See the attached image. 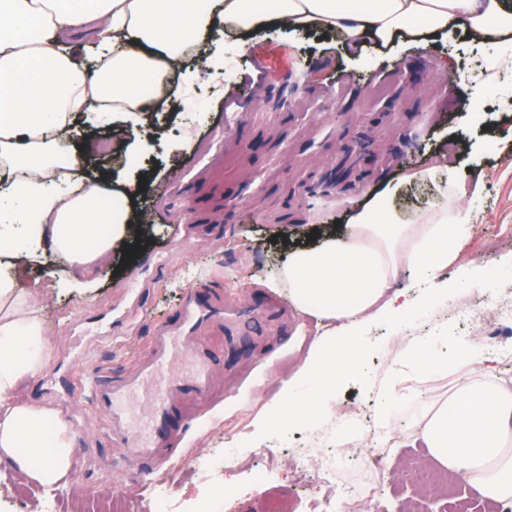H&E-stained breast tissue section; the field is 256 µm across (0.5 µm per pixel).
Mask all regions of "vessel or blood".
<instances>
[{
  "instance_id": "obj_1",
  "label": "vessel or blood",
  "mask_w": 512,
  "mask_h": 512,
  "mask_svg": "<svg viewBox=\"0 0 512 512\" xmlns=\"http://www.w3.org/2000/svg\"><path fill=\"white\" fill-rule=\"evenodd\" d=\"M234 328L236 317L223 307L190 290L173 319L161 322L147 347L148 356L121 380L101 376L94 359L83 365L85 378L73 383L72 392L82 398L105 421L107 431L126 448L133 459L148 458L169 438L171 398L181 393L195 398L209 395L215 368L199 336L211 322ZM190 355L194 367L189 373L177 369L179 355ZM146 390V404L154 425L145 433L135 423L136 411L130 400Z\"/></svg>"
}]
</instances>
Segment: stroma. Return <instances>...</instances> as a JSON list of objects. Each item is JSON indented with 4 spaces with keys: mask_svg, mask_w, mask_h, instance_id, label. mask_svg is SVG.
I'll return each mask as SVG.
<instances>
[{
    "mask_svg": "<svg viewBox=\"0 0 512 512\" xmlns=\"http://www.w3.org/2000/svg\"><path fill=\"white\" fill-rule=\"evenodd\" d=\"M505 48L454 31L356 52L336 36L275 27L242 48L218 29L198 51L211 65L220 63L222 74L211 65L191 69V94L167 96L149 116L124 124L128 144L117 154L100 147L105 130L74 132L65 146L76 152L84 175L106 178L114 188L125 181L139 184L136 221L143 245L132 261L113 254L87 288L71 283L64 257L43 252L18 263L21 288L51 289L39 309L51 350L22 394L49 404L67 424L74 442L69 481L81 492L56 499L17 478L0 488V512H89L106 489L138 500L139 512H150L156 496L172 493L186 502V512H204L208 497L185 474L223 457L228 441L252 455L247 466L225 470L232 491L225 512H264L269 490L284 497L292 489L293 455L314 446L335 452L337 440L351 436L356 424L364 426L363 438L376 454L341 469L337 507L371 512L367 499L357 495L367 482L380 486L381 512H399L402 502L423 498L421 488L399 474L407 464L428 459L427 449L390 447L370 429L406 341L444 328L440 348L448 362L405 381L409 396L390 416L396 432L413 430L432 404L446 399L488 342L500 351L498 380L512 381V67L487 72L489 60ZM255 83L263 86L262 96L251 95ZM350 130L379 139L378 153H351ZM443 148L465 184L449 200L469 216L467 234L453 243L459 257L448 265V302L435 309L422 304L399 334L385 323L371 327L363 375L337 384L317 403L310 425L253 442L250 421L296 367L298 341H312L318 331L289 301L287 288L274 285L290 252L320 243L323 231L343 226L370 189L427 165ZM334 169L343 177L334 201L311 204L307 185ZM472 183L478 191H469ZM184 197L192 209H181ZM492 271L497 280L481 318L460 319L457 294H464V303H476L462 288ZM192 286L246 312L273 303L278 313L258 317L234 345L222 330H205L217 369L209 396L181 401L182 414L174 421L179 438L160 449L157 467L136 461L114 466L124 450L105 433L101 416L61 394L60 380L77 370L71 336L112 318V336L97 344L96 363L120 377L146 357L155 325L176 314ZM131 304L140 323L128 335L120 321ZM255 467L269 471V484L252 479Z\"/></svg>",
    "mask_w": 512,
    "mask_h": 512,
    "instance_id": "obj_1",
    "label": "stroma"
}]
</instances>
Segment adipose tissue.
I'll use <instances>...</instances> for the list:
<instances>
[{"instance_id": "ef3b65f1", "label": "adipose tissue", "mask_w": 512, "mask_h": 512, "mask_svg": "<svg viewBox=\"0 0 512 512\" xmlns=\"http://www.w3.org/2000/svg\"><path fill=\"white\" fill-rule=\"evenodd\" d=\"M219 25L244 45L269 26L316 28L353 49L404 36L425 42L461 26L496 39L512 34V0H0V248L10 257L0 264V461L26 482H63L73 444L53 407L19 392L51 339L37 314L44 289L21 292L13 264L49 250L67 258L74 278L93 282L129 235L136 196L130 187L113 191L107 210L102 184L54 189L48 172L74 165L62 138L82 117L105 126L149 111L133 88L162 83ZM84 28L94 42H72ZM396 192L393 183L370 190L340 230L289 257V299L328 321L330 337L311 342L252 420L253 436L310 423L317 399L360 372L364 325L400 326L422 297L447 299L448 239L465 232L467 215L444 202L406 220L387 206ZM404 267L415 274L413 289L396 285ZM492 361L483 355V371L459 375L409 440L480 497L512 504V390L491 382Z\"/></svg>"}]
</instances>
